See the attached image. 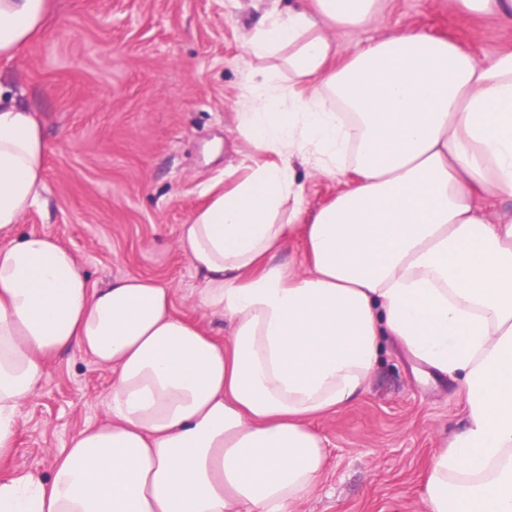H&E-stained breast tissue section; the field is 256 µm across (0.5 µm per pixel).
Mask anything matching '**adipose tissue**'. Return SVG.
Masks as SVG:
<instances>
[{"label": "adipose tissue", "instance_id": "adipose-tissue-1", "mask_svg": "<svg viewBox=\"0 0 512 512\" xmlns=\"http://www.w3.org/2000/svg\"><path fill=\"white\" fill-rule=\"evenodd\" d=\"M51 9L0 0V61ZM381 10L311 0L243 39L266 66L238 102L246 173L177 239L224 342L155 280L93 287L57 238L19 232L50 144L0 91V457L51 360L77 351L112 374L104 418L50 479L0 481V512H300L327 464L313 420L364 397L388 339L464 377L466 422L430 462L426 512H512V50L480 61L394 31L334 67L338 30ZM299 164L336 197L308 209ZM296 241L301 262L284 261Z\"/></svg>", "mask_w": 512, "mask_h": 512}]
</instances>
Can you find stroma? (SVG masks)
<instances>
[{"label": "stroma", "mask_w": 512, "mask_h": 512, "mask_svg": "<svg viewBox=\"0 0 512 512\" xmlns=\"http://www.w3.org/2000/svg\"><path fill=\"white\" fill-rule=\"evenodd\" d=\"M282 0H53L42 34L0 62V87L27 101L51 143L45 192L24 232L56 235L92 285L139 274L174 291L176 311L225 339L195 302L176 246L181 224L224 183L242 145L236 102L263 75L240 41ZM457 41L476 58L512 50V30L455 0H388L382 18L339 31L338 60L391 29ZM415 360L386 342L368 392L317 419L328 467L300 512H426L432 455L466 418L460 377L418 381ZM109 370L77 352L52 362L20 413L0 479L51 474L55 454L106 410Z\"/></svg>", "instance_id": "1"}]
</instances>
